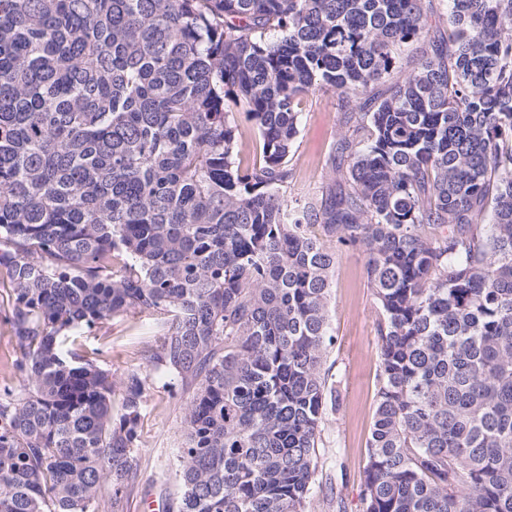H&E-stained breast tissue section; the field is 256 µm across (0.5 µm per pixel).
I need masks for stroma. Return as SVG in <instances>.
Wrapping results in <instances>:
<instances>
[{
	"label": "stroma",
	"mask_w": 512,
	"mask_h": 512,
	"mask_svg": "<svg viewBox=\"0 0 512 512\" xmlns=\"http://www.w3.org/2000/svg\"><path fill=\"white\" fill-rule=\"evenodd\" d=\"M344 124L334 90L304 96L300 133L290 155L295 172L291 195L314 191L329 181L328 157ZM364 265L362 251L337 249L328 303L334 344L323 362L328 384L336 390V403L327 406L322 416L319 466L305 512H363L362 471L379 370L377 309ZM162 329L163 321L157 315L124 317L101 328L82 330L78 341L86 350H97L98 365L119 374L144 365L145 354L158 345ZM191 396L174 376L151 374L140 423L142 444L135 454L136 478L123 500L122 512H143L151 497L167 505L178 497L174 462L184 445L180 421Z\"/></svg>",
	"instance_id": "obj_1"
}]
</instances>
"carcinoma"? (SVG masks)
<instances>
[{"label": "carcinoma", "instance_id": "obj_1", "mask_svg": "<svg viewBox=\"0 0 512 512\" xmlns=\"http://www.w3.org/2000/svg\"><path fill=\"white\" fill-rule=\"evenodd\" d=\"M316 87L345 130L290 198ZM336 246L379 310L363 512H512V0H0V512H120L152 371L192 391L171 509L303 512ZM145 313L147 371L74 348ZM6 312V289L0 288V385L3 383L16 385L18 382L17 379L13 378L9 364L10 360L14 358L17 348L16 342L6 325Z\"/></svg>", "mask_w": 512, "mask_h": 512}]
</instances>
